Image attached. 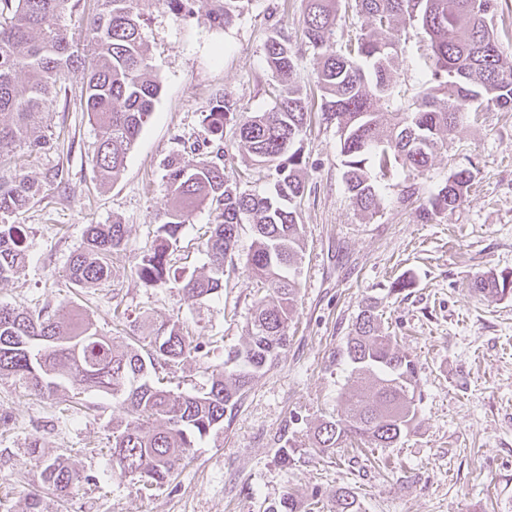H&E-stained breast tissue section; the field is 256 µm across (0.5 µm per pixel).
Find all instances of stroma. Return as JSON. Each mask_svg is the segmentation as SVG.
Segmentation results:
<instances>
[{
    "label": "stroma",
    "mask_w": 512,
    "mask_h": 512,
    "mask_svg": "<svg viewBox=\"0 0 512 512\" xmlns=\"http://www.w3.org/2000/svg\"><path fill=\"white\" fill-rule=\"evenodd\" d=\"M304 8L303 0H243L232 24L220 26L207 19V0H197L190 17L162 0H137L161 91L121 176L108 186L97 180L91 156L98 131L81 110L79 69L66 77L68 100L52 107L48 150H18L16 164L0 167L2 180L20 173L42 185L9 218L26 227L27 262L0 281V305H47L63 317L82 313L111 337L143 314L183 323L209 355L159 377L173 393H196L209 387L226 352L244 344L263 289L247 267L246 232L224 268L222 294L196 300L176 283L148 288L138 279L135 266L169 205L164 163L183 142L206 137L202 114L217 95L236 99L242 118L274 107L279 84L263 52L273 30H284L301 50L293 79L311 109L306 192L297 204L305 251L287 348L223 432L198 443L177 487L151 491L113 473L106 446L113 419L123 415L114 400L94 392L37 394L0 380V512H29L34 498L39 512H263L289 494L300 512H330L342 488L355 492L361 512H512V293L492 298L469 286L488 270L512 272V112H482L459 127L418 179L416 198L402 200V177L385 180L379 213L364 216L345 187L338 129L321 117ZM427 53L420 28L402 32L395 80L409 93L428 85ZM235 131L232 122L224 128L227 173L240 177L241 190L271 192V178H243ZM459 168L475 175L464 203L421 223L420 199ZM115 220L126 225L128 246L111 280L71 288L65 268L87 225ZM213 221L205 208L183 227L187 271H205L209 259L197 242ZM399 278L412 286L396 294L390 287ZM369 299L383 330L417 363L421 401L414 427L390 448L346 446L322 454L313 430L341 417L351 391L341 351ZM282 434L295 447L288 464L277 453ZM35 440L43 458L66 459L85 475L72 494L47 489L28 451Z\"/></svg>",
    "instance_id": "35a3bbf8"
}]
</instances>
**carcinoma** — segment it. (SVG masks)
Segmentation results:
<instances>
[{
  "label": "carcinoma",
  "mask_w": 512,
  "mask_h": 512,
  "mask_svg": "<svg viewBox=\"0 0 512 512\" xmlns=\"http://www.w3.org/2000/svg\"><path fill=\"white\" fill-rule=\"evenodd\" d=\"M89 17L91 53L79 52L75 28L66 16L72 0H0V159L18 148L44 150L42 129L50 106L67 96L66 75L80 67L84 85L80 105L98 129L91 162L103 184L123 171L126 158L160 93L148 63L141 15L135 0H98ZM212 22L230 23L241 0H211ZM363 19L355 39L339 47L336 25L340 0H305L304 37L313 50L322 117L340 132L343 178L358 209L379 212L378 181L401 170L404 180L424 175L455 129L473 112H512V64L504 59L488 18L496 0H354ZM418 26L428 37L432 85L408 105L392 80L398 58V32ZM265 60L278 79L280 94L268 112L239 122L238 148L252 164L268 171L274 192L247 193L226 174L224 124L238 102L215 99L202 123L206 158L186 165L173 155L166 163L170 205L155 229L154 245L135 272L149 288L171 281L172 255L180 232L203 206L216 213L202 243L209 270L178 280L189 298L224 290V262L236 249L239 231L249 226L252 245L247 264L267 286L253 305L248 341L228 352L224 370L211 376L209 389L176 395L153 375L188 359L202 360L206 344L176 321L156 324L145 318L128 325L130 342L121 346L80 316L68 324L42 308L0 307V378H14L35 393L79 386L122 399L126 417L112 422L113 473L136 476L161 488L174 482L198 441L224 430V420L288 345L298 282L285 272L299 268L305 250L297 200L306 189L304 136L311 112L291 83L296 52L285 32L264 44ZM473 172L459 169L420 205L419 219L453 211L464 201ZM40 192L39 183L18 174L0 181V217L22 210ZM125 225H88L84 245L71 258L65 277L74 288L110 281L114 260L126 250ZM26 260L21 224L0 225V280L17 273ZM473 291L492 297L512 292V279L492 271L474 278ZM376 306L360 310L343 355L352 366L355 391L343 418L321 422L314 445L336 451L353 437L374 448H389L408 433L417 415V367L385 333ZM44 482L67 494L85 477L66 460L43 462ZM336 512H360L348 488L336 492Z\"/></svg>",
  "instance_id": "1"
}]
</instances>
